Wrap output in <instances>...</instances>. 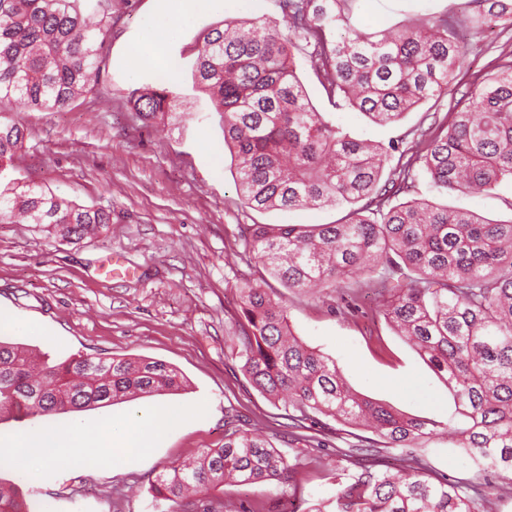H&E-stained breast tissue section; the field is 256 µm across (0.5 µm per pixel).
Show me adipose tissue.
Masks as SVG:
<instances>
[{
	"instance_id": "ef3b65f1",
	"label": "adipose tissue",
	"mask_w": 512,
	"mask_h": 512,
	"mask_svg": "<svg viewBox=\"0 0 512 512\" xmlns=\"http://www.w3.org/2000/svg\"><path fill=\"white\" fill-rule=\"evenodd\" d=\"M148 424V419H138L121 433L111 422L105 421L96 427L89 438L75 428L63 434H25L7 452L6 458L21 474L33 480L41 477L45 466L57 455L74 460L91 456L118 468L140 452V441Z\"/></svg>"
}]
</instances>
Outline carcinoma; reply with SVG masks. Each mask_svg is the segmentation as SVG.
I'll return each instance as SVG.
<instances>
[{
    "instance_id": "1",
    "label": "carcinoma",
    "mask_w": 512,
    "mask_h": 512,
    "mask_svg": "<svg viewBox=\"0 0 512 512\" xmlns=\"http://www.w3.org/2000/svg\"><path fill=\"white\" fill-rule=\"evenodd\" d=\"M79 0H0V107L58 111L90 92L107 35L104 19L82 14ZM358 0H287V31L226 18L197 48V76L224 114V144L237 187L254 210L335 206L334 224H247L245 249L289 291L335 288L346 277L388 282L381 315L445 382L455 406L448 425L457 447L483 470L512 474V220L493 223L469 210L425 199L393 202L424 172L444 191L488 195L512 180V59L500 63L453 111L434 121L383 179L388 149L355 140L309 103L294 52L310 55L328 98L375 123L400 121L448 93L465 59L458 30L512 19V0H469L462 18H418L397 31L369 32ZM130 104L151 124L172 112L167 88H136ZM25 138L0 125V175ZM112 214L47 194L35 184L0 190V223L49 224L81 239ZM237 356L250 384L301 421L309 412L368 426L401 463L349 476L328 506L311 512H472L462 482L424 477L412 449L439 422L409 416L349 385L336 361L294 337L282 299L246 281L238 288ZM174 367L147 357L74 355L49 362L0 340V419H39L117 401L183 390ZM291 462L265 438L229 425L224 446L171 466L154 482L156 498L176 502L226 481L283 479ZM0 512H34L17 484L0 481Z\"/></svg>"
}]
</instances>
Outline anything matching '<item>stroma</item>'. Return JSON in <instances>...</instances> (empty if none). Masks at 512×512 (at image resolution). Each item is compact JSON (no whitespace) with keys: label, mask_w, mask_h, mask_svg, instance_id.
<instances>
[{"label":"stroma","mask_w":512,"mask_h":512,"mask_svg":"<svg viewBox=\"0 0 512 512\" xmlns=\"http://www.w3.org/2000/svg\"><path fill=\"white\" fill-rule=\"evenodd\" d=\"M81 9L112 18L92 92L58 112L0 109V123L24 125L6 182H34L78 205L112 214L94 236L65 240L42 224L0 223V337L61 361L76 353L149 357L179 369L185 391L40 420L0 423V451L23 433L85 430L101 420L124 429L135 415L166 410L175 424L154 422L148 449L119 469L92 458L59 457L40 480L23 479L0 463V479L20 483L39 512H155L152 483L164 469L224 443L227 423L264 433L298 465L282 482L224 485L199 501L167 503L168 512H310L333 498L362 466H396L400 449L368 430L311 415L291 428L283 406L253 388L236 355L238 288L264 276L244 254V224H332L340 210L324 207L258 212L236 188L235 162L224 145V117L195 77L193 48L224 18L284 26L283 0H211L182 13L174 0H82ZM462 0H359L367 29L401 28L416 17L459 12ZM463 78L401 121L380 125L331 105L307 50L295 53L297 75L313 107L356 139L391 146L393 171L402 151L434 116L446 115L462 93L512 55V27L468 37ZM145 51L139 61L130 52ZM166 87L176 96L164 124H143L128 102L132 89ZM410 194L494 220L512 218V183L490 196L449 194L418 178ZM124 271L105 275L106 257ZM292 332L335 359L349 384L402 412L447 422L454 403L445 383L397 336L378 310L377 289L349 294L284 292ZM428 472L471 487L475 512H512V474L479 469L447 437L418 450Z\"/></svg>","instance_id":"stroma-1"}]
</instances>
